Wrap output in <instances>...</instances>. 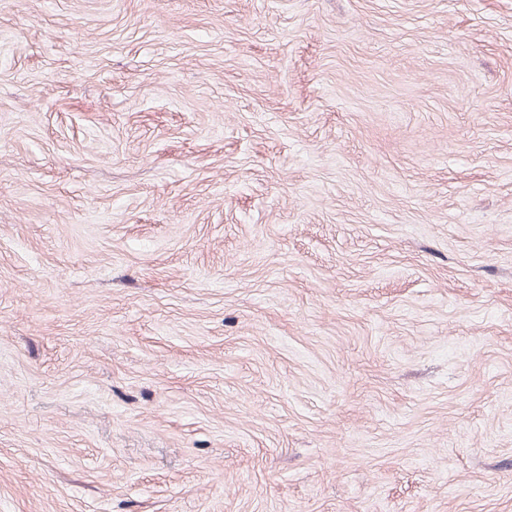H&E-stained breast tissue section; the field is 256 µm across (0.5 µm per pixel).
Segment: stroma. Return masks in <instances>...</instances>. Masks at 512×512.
Listing matches in <instances>:
<instances>
[{"label": "stroma", "instance_id": "35a3bbf8", "mask_svg": "<svg viewBox=\"0 0 512 512\" xmlns=\"http://www.w3.org/2000/svg\"><path fill=\"white\" fill-rule=\"evenodd\" d=\"M0 512H512V0H0Z\"/></svg>", "mask_w": 512, "mask_h": 512}]
</instances>
